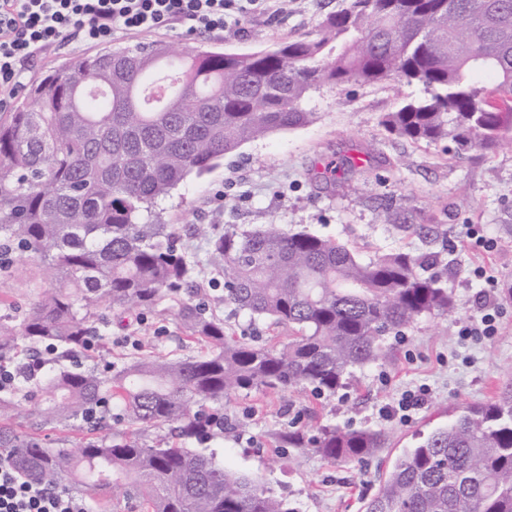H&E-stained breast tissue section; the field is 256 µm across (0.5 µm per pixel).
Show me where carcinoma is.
I'll return each instance as SVG.
<instances>
[{
	"instance_id": "cac0c4a2",
	"label": "carcinoma",
	"mask_w": 512,
	"mask_h": 512,
	"mask_svg": "<svg viewBox=\"0 0 512 512\" xmlns=\"http://www.w3.org/2000/svg\"><path fill=\"white\" fill-rule=\"evenodd\" d=\"M418 84L384 120L414 142L446 140L459 154L512 142V0H343L316 31L273 49L228 54L202 45L114 46L78 57L33 84L0 117V240L39 261L49 287L19 327L0 321V361L18 337L48 345L55 367L36 390L0 395V456L31 481L138 512H293L253 478L188 448L224 418V400L310 387L334 394L356 369L391 357L386 336L457 302L423 259L398 251L360 260L345 245L274 222L237 234L192 232L224 271V294L180 303L185 346L201 355L134 356L101 373L66 362L106 308L142 315L197 282L166 224H140L190 174L201 176L246 141L309 124L318 87ZM246 311L294 332L280 347L229 335L216 309ZM37 429L85 423L89 436L46 448L10 423L20 403ZM206 406L210 413L192 411ZM118 410L129 432L105 433ZM169 425L178 444L143 433ZM384 430L323 425L280 435L324 460L363 461ZM365 512H512V383L470 407L393 462Z\"/></svg>"
}]
</instances>
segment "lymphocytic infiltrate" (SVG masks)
<instances>
[{"label":"lymphocytic infiltrate","mask_w":512,"mask_h":512,"mask_svg":"<svg viewBox=\"0 0 512 512\" xmlns=\"http://www.w3.org/2000/svg\"><path fill=\"white\" fill-rule=\"evenodd\" d=\"M273 0H0V112L8 110L32 57L78 41L96 45L119 33L224 30ZM0 512H88L85 501L20 476L0 457Z\"/></svg>","instance_id":"1"}]
</instances>
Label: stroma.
Segmentation results:
<instances>
[{"mask_svg": "<svg viewBox=\"0 0 512 512\" xmlns=\"http://www.w3.org/2000/svg\"><path fill=\"white\" fill-rule=\"evenodd\" d=\"M342 0H291L276 12L257 10L216 33L185 37L176 31L120 34L122 45L150 40L174 46L205 45L245 54L274 47L314 30ZM417 85L379 82L363 86L324 85L307 107L310 124L248 141L223 163L158 203L162 223L195 263L203 287L224 289V275L209 246L195 237L194 224L216 233L254 231L277 222L288 232H306L347 245L364 260L405 250L426 258L458 299L454 319L424 317L413 331L387 337L386 364L355 371L328 396L310 389L277 394L254 391L224 403V427L203 443L224 467L249 475L287 500L294 512H364L380 478L403 449L418 445L447 425L458 410L487 404L512 382V299L500 298L497 336L479 342L459 331L477 316L480 288L472 275L484 266L504 287H512V145L492 152L449 151L445 143H414L389 133L385 116L403 99L420 95ZM433 228L430 238L400 230L403 222ZM496 240L493 252L462 245L467 225ZM14 276H0V317L19 325L45 283L29 253L12 255ZM177 300L124 324L108 310L97 325L91 352L79 353L80 367L106 369L122 358L169 356L183 334ZM427 386V400L408 420H384L378 410L401 395ZM384 429L392 438L366 463L324 461L305 448L280 447L276 435L294 425L314 433L321 425ZM280 464L269 467L270 456Z\"/></svg>", "mask_w": 512, "mask_h": 512, "instance_id": "1", "label": "stroma"}]
</instances>
